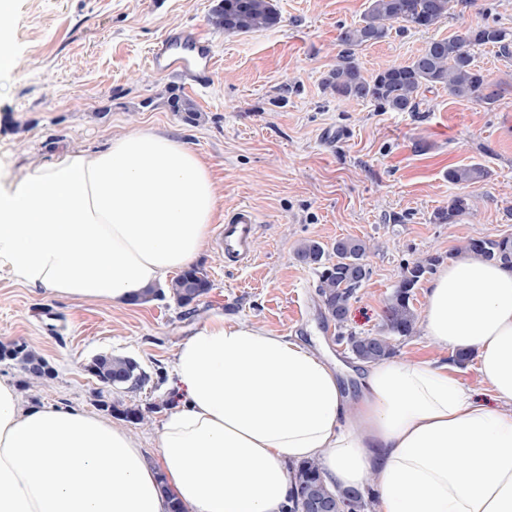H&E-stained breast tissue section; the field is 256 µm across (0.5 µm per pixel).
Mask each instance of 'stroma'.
Returning <instances> with one entry per match:
<instances>
[{
	"instance_id": "1",
	"label": "stroma",
	"mask_w": 512,
	"mask_h": 512,
	"mask_svg": "<svg viewBox=\"0 0 512 512\" xmlns=\"http://www.w3.org/2000/svg\"><path fill=\"white\" fill-rule=\"evenodd\" d=\"M218 0H11L6 46L15 69L0 79V169L23 176L64 152L95 153L134 128L171 131L209 165L221 198L208 245L197 261L210 290L190 306L171 297L116 308L26 288L0 274V345L26 343L54 370L42 385L0 362L24 404L101 414V402L138 406L132 425L148 458L177 404L174 356L213 315L257 323L354 365L337 331L375 333L405 264L448 259L472 237L512 234V57L477 51V65L503 83L491 106L435 88L419 112L345 104L322 80L342 50L341 27L358 22L368 0H273L277 27L229 34L210 15ZM512 29V0H456L428 30L394 24L383 41L356 50L362 70L410 61L432 40L482 24ZM191 28L209 40V75L154 70L148 52L164 34ZM179 88L203 114L184 123L167 104ZM478 164L488 175L468 188L476 216L437 224L434 212L459 188L449 168ZM259 224L251 262L224 256L219 232L242 206ZM374 239L370 275L343 327L324 318L318 277L295 255L307 238ZM112 352L136 359L148 375L136 387L108 389L86 370Z\"/></svg>"
}]
</instances>
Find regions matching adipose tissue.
I'll list each match as a JSON object with an SVG mask.
<instances>
[{
    "instance_id": "1",
    "label": "adipose tissue",
    "mask_w": 512,
    "mask_h": 512,
    "mask_svg": "<svg viewBox=\"0 0 512 512\" xmlns=\"http://www.w3.org/2000/svg\"><path fill=\"white\" fill-rule=\"evenodd\" d=\"M209 166L161 129L72 152L0 188V270L75 301L132 304L193 265L218 210ZM424 333L475 353L487 399L445 361L367 364L357 394L316 350L209 319L178 349L158 462L68 407L23 409L0 377V512H284L287 466L317 461L377 512H512V269L467 254L426 284Z\"/></svg>"
}]
</instances>
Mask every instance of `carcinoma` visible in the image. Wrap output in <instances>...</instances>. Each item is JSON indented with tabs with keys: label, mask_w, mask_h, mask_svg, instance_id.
<instances>
[{
	"label": "carcinoma",
	"mask_w": 512,
	"mask_h": 512,
	"mask_svg": "<svg viewBox=\"0 0 512 512\" xmlns=\"http://www.w3.org/2000/svg\"><path fill=\"white\" fill-rule=\"evenodd\" d=\"M455 0H369L362 19L341 28L340 45L346 47L340 61L323 78L326 91L341 101H370L383 111L417 112L424 91L436 87L448 89L450 95L461 100L491 105L498 101L499 84L490 74L476 67L475 50L492 46L505 55L512 54V30L497 25L483 24L463 35H450L432 40L425 49L407 64L389 65L367 75L355 61L354 50L382 41L389 36L395 22L405 28L428 30L448 18ZM211 22L229 33H247L268 29L280 22V15L272 0H219L212 11ZM167 102L174 112L194 123L201 119L194 103L169 89ZM487 171L479 164L448 169V181L467 187L482 181ZM475 200L468 193H457L448 198V204L434 212L438 224H455L460 217L474 211ZM371 244L356 238H341L333 245L336 260L327 258L325 246L316 240L302 242L297 259L312 267L318 276L317 294L325 314L340 328L346 320L351 300L369 276L365 258ZM460 252L512 267V235L495 238H470ZM440 262L438 257H425L405 265L403 275L395 286L384 311V324L374 336H345L356 358L363 363H377L391 358L395 349L390 336L406 337L416 328L418 315L413 308L414 288ZM211 283L201 269H185L167 286L147 289L141 300L170 294L176 303L186 307L207 293ZM0 361H16L29 370L39 367L38 377L52 378L53 370L45 360L17 342L9 348H0ZM87 370L108 388L137 386L147 379L140 364L126 356L99 353L91 358ZM295 487L288 512H365L375 501L372 493L350 489L332 490L324 482L319 464L304 461L291 467Z\"/></svg>",
	"instance_id": "cac0c4a2"
}]
</instances>
